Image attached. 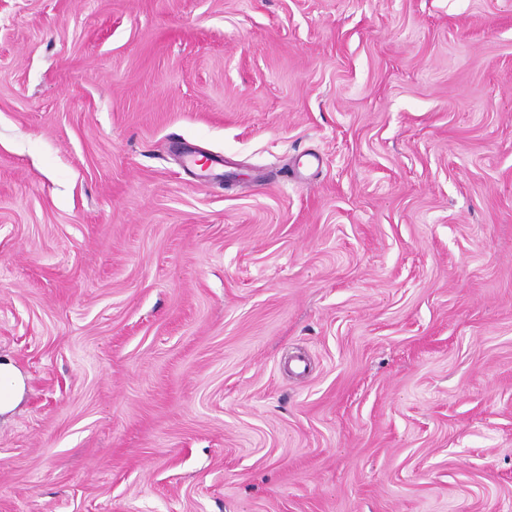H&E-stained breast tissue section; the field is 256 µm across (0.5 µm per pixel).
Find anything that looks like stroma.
I'll return each instance as SVG.
<instances>
[{
  "mask_svg": "<svg viewBox=\"0 0 512 512\" xmlns=\"http://www.w3.org/2000/svg\"><path fill=\"white\" fill-rule=\"evenodd\" d=\"M0 358V512H512V0H0ZM24 381L8 360L0 362V415L10 412L22 398Z\"/></svg>",
  "mask_w": 512,
  "mask_h": 512,
  "instance_id": "35a3bbf8",
  "label": "stroma"
}]
</instances>
